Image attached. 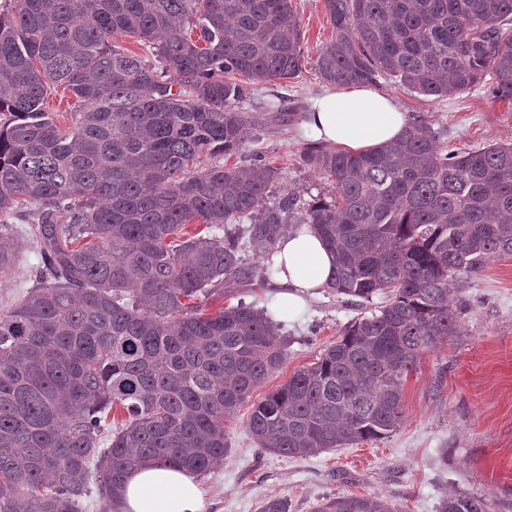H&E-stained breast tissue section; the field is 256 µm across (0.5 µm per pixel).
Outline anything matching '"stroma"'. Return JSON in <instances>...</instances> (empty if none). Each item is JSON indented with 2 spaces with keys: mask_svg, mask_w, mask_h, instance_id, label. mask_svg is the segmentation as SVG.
<instances>
[{
  "mask_svg": "<svg viewBox=\"0 0 512 512\" xmlns=\"http://www.w3.org/2000/svg\"><path fill=\"white\" fill-rule=\"evenodd\" d=\"M293 7L304 35L301 76L282 84L247 83L252 104L284 101L293 119L247 126L244 149L222 162L246 164L252 152H259L281 170L271 198L290 190L307 204L333 193L331 180L303 157L311 142L303 129L305 115L313 99L329 88L315 61L332 28L324 0H293ZM377 89L448 149L512 143V100L494 98L487 87L438 100L388 79L380 80ZM15 245V272L0 282V311L26 296L39 263L31 240L22 236ZM273 292L268 285L204 302L208 313L241 302L264 310L285 344V364L254 391L253 401L316 361L351 321L371 315L386 300L378 294L350 301L324 289L288 310L272 307ZM452 298L463 306L460 332L421 354L416 373L405 382L404 417L396 430L380 440L287 458L259 450L247 425L251 403L243 404L224 422L230 454L197 478L203 512H258L268 498L288 500L290 512H315L323 499L346 493L382 495L395 512H438L448 496L488 493L489 512H512V256L459 276Z\"/></svg>",
  "mask_w": 512,
  "mask_h": 512,
  "instance_id": "obj_1",
  "label": "stroma"
}]
</instances>
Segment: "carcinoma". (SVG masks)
I'll return each instance as SVG.
<instances>
[{
  "label": "carcinoma",
  "mask_w": 512,
  "mask_h": 512,
  "mask_svg": "<svg viewBox=\"0 0 512 512\" xmlns=\"http://www.w3.org/2000/svg\"><path fill=\"white\" fill-rule=\"evenodd\" d=\"M0 12V239L27 212L40 263L0 312V512H101L144 464L209 472L229 453L224 419L278 369L285 348L252 306L205 314L202 298L263 285L299 213L334 256L331 288L388 301L349 323L316 362L254 405L258 446L316 456L382 439L403 418L420 355L459 328L451 277L512 255V144L446 152L409 124L371 151L310 146L334 195L269 193L280 173L203 161L244 149L245 75L289 81L303 40L292 0H6ZM327 83L392 79L425 97L485 83L512 100V0H324ZM116 34L149 55L121 50ZM79 100L67 127L48 91ZM247 219L239 241L214 231ZM201 221L208 237L186 236ZM0 245V279L15 269ZM125 412L112 426L113 407ZM487 495L439 512H488ZM315 512H393L379 495Z\"/></svg>",
  "instance_id": "1"
}]
</instances>
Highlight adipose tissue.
Listing matches in <instances>:
<instances>
[{
    "label": "adipose tissue",
    "instance_id": "adipose-tissue-1",
    "mask_svg": "<svg viewBox=\"0 0 512 512\" xmlns=\"http://www.w3.org/2000/svg\"><path fill=\"white\" fill-rule=\"evenodd\" d=\"M409 117L389 95L351 85L316 99L305 126L313 138L342 149H373L402 136ZM277 301L325 288L333 256L309 225L284 234L276 244ZM122 512H202L195 477L174 467L144 466L127 478Z\"/></svg>",
    "mask_w": 512,
    "mask_h": 512
}]
</instances>
